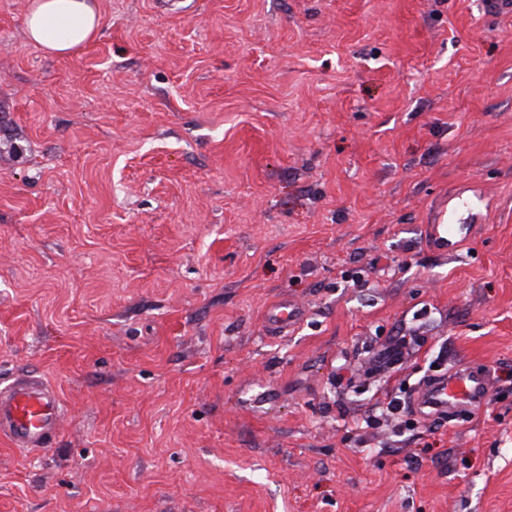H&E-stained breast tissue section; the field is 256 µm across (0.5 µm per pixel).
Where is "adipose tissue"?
Returning a JSON list of instances; mask_svg holds the SVG:
<instances>
[{
    "label": "adipose tissue",
    "mask_w": 512,
    "mask_h": 512,
    "mask_svg": "<svg viewBox=\"0 0 512 512\" xmlns=\"http://www.w3.org/2000/svg\"><path fill=\"white\" fill-rule=\"evenodd\" d=\"M102 22L95 0H31L26 34L38 48L65 56L90 43Z\"/></svg>",
    "instance_id": "obj_1"
}]
</instances>
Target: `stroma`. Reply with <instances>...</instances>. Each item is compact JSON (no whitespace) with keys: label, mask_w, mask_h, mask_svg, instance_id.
Masks as SVG:
<instances>
[{"label":"stroma","mask_w":512,"mask_h":512,"mask_svg":"<svg viewBox=\"0 0 512 512\" xmlns=\"http://www.w3.org/2000/svg\"><path fill=\"white\" fill-rule=\"evenodd\" d=\"M29 2L0 0V383L67 412L0 439V512H512V8L99 0L54 57ZM464 365L485 403L412 411ZM300 318L299 308L288 299L272 307L266 317L269 331L281 333L288 330V327L295 324ZM62 411L58 394L40 374L18 375L0 388V436L26 453L53 448Z\"/></svg>","instance_id":"obj_1"}]
</instances>
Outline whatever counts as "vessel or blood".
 <instances>
[{"label":"vessel or blood","mask_w":512,"mask_h":512,"mask_svg":"<svg viewBox=\"0 0 512 512\" xmlns=\"http://www.w3.org/2000/svg\"><path fill=\"white\" fill-rule=\"evenodd\" d=\"M300 318L299 308L281 301L266 317L270 331L281 333ZM486 373L459 368L433 382L421 397L422 405L440 410L471 406L486 395ZM63 406L54 388L38 373L19 375L0 388V438L26 453L53 447L59 435Z\"/></svg>","instance_id":"vessel-or-blood-1"}]
</instances>
